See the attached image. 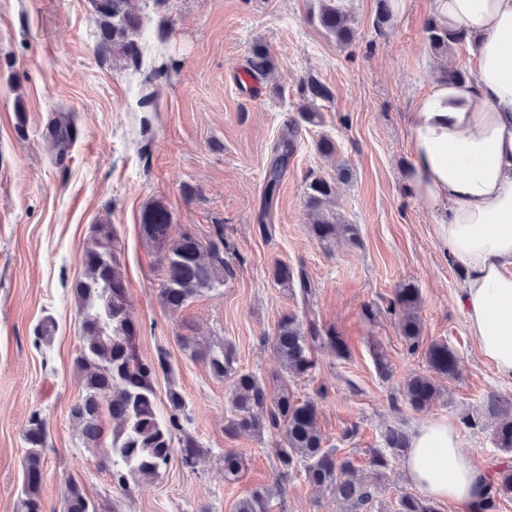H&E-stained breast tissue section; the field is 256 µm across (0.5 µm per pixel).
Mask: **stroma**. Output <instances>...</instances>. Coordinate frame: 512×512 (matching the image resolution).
<instances>
[{
  "instance_id": "35a3bbf8",
  "label": "stroma",
  "mask_w": 512,
  "mask_h": 512,
  "mask_svg": "<svg viewBox=\"0 0 512 512\" xmlns=\"http://www.w3.org/2000/svg\"><path fill=\"white\" fill-rule=\"evenodd\" d=\"M430 5L411 0L403 16L380 27L378 0H347L355 38L341 46L310 22L316 0H130L142 22V54L127 60L100 49L91 0H0V512H14L22 434L36 410L49 427L47 512H60L72 478L105 512H236L242 497L263 488L271 491L268 512H342L335 495L303 472L277 479L274 433L225 434L229 380L214 378L176 340L187 331L232 343L239 370L277 396L283 369L272 336L283 314L302 309L274 280L279 263L305 270L318 326L336 329L349 347L344 359L318 353L314 369L290 388L317 402L328 445L352 457L370 481L366 512H394L399 495L413 489L401 463L379 479L369 466L386 428L410 435L430 418L462 421L480 414L489 395H512V379L482 358L465 325L457 303L464 268L445 253L434 216L406 184L403 115L440 66L426 39ZM258 40L277 69L247 83L241 74ZM312 79L331 91L318 103L323 122L302 128L277 198L266 205L271 148ZM65 120L77 134L61 150L51 130ZM323 136L335 141V157L317 152ZM340 165L350 178L336 179ZM316 176L335 178L333 209L357 227V241L323 245L312 237L305 187ZM154 201L166 205L178 230L203 241L223 234L231 268L223 286L176 311L159 300L164 272L141 234V214ZM101 224L113 230L139 353L149 360L163 350L171 363L156 393L165 397L177 385L188 405L183 427L204 450L195 470L172 462L145 488L114 489L70 417L82 396L74 361L83 343L71 289ZM267 224L273 233H264ZM404 284L420 292L423 342L448 343L458 360L454 375L437 379L441 398L420 413L403 383L427 364L423 353L408 352L391 309ZM47 320L51 338L37 343ZM377 345L390 378L376 371ZM350 428L355 436L344 439ZM461 433L463 453L487 472L512 465L491 427L463 425ZM229 448L243 458L234 484L219 462Z\"/></svg>"
}]
</instances>
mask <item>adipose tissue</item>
Here are the masks:
<instances>
[{
  "label": "adipose tissue",
  "instance_id": "ef3b65f1",
  "mask_svg": "<svg viewBox=\"0 0 512 512\" xmlns=\"http://www.w3.org/2000/svg\"><path fill=\"white\" fill-rule=\"evenodd\" d=\"M432 21L471 43L474 70L437 81L405 113L406 181L439 214L438 240L466 271L459 305L471 336L512 378V0H432ZM403 468L425 496L459 512H471L487 477L446 416L417 428Z\"/></svg>",
  "mask_w": 512,
  "mask_h": 512
}]
</instances>
